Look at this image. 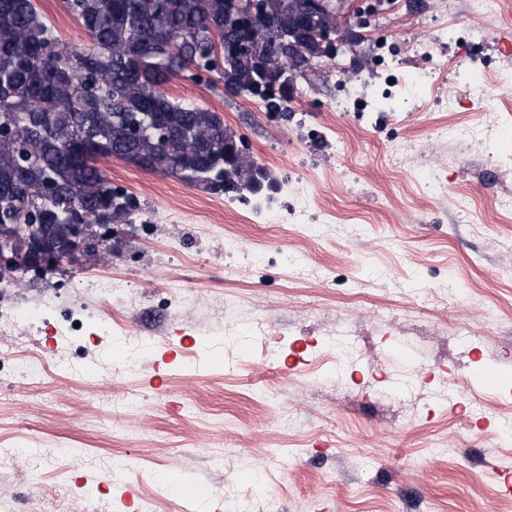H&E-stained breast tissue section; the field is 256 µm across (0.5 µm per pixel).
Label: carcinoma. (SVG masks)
Masks as SVG:
<instances>
[{"instance_id":"1","label":"carcinoma","mask_w":512,"mask_h":512,"mask_svg":"<svg viewBox=\"0 0 512 512\" xmlns=\"http://www.w3.org/2000/svg\"><path fill=\"white\" fill-rule=\"evenodd\" d=\"M91 39L59 43L33 0H0V224H33L50 246L76 225L97 238L100 224H130L137 197L110 183L101 158L124 159L213 194L242 199L267 186L243 138L219 113L169 98L164 86L213 74L231 96L287 111L291 84L275 71L276 38L303 22L312 35L288 43L289 57L330 59L336 15L309 0H257L250 15L235 0H66ZM167 128L164 139L157 130ZM238 148L224 164V144ZM92 150L85 162L75 149Z\"/></svg>"}]
</instances>
